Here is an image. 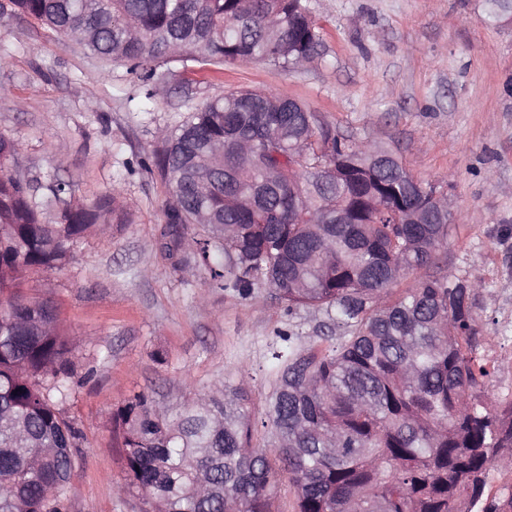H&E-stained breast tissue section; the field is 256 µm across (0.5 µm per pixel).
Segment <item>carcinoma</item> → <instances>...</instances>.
<instances>
[{
  "mask_svg": "<svg viewBox=\"0 0 512 512\" xmlns=\"http://www.w3.org/2000/svg\"><path fill=\"white\" fill-rule=\"evenodd\" d=\"M512 16V0H484ZM88 57L130 64L142 97L162 95L159 67L181 58L219 68L287 69L323 55L306 0H0ZM20 145L0 135V512H65L82 439L64 415L80 345L49 299L23 292L60 269L79 242L124 224L116 189L85 203L71 184L43 222L37 186L11 172ZM271 90L227 91L158 131L145 168L169 190L162 247L209 287L264 288L285 310L324 316L309 344L271 345L270 392L256 416L244 383L195 389L173 413L142 392L112 413L120 493L144 512H275L286 475L294 512H504L512 487V393L486 396L479 353L482 284L443 267L450 224L433 185ZM195 249L182 250L187 231ZM413 284L399 295L393 285ZM262 435L264 447L254 444Z\"/></svg>",
  "mask_w": 512,
  "mask_h": 512,
  "instance_id": "cac0c4a2",
  "label": "carcinoma"
}]
</instances>
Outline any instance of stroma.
<instances>
[{"instance_id":"stroma-1","label":"stroma","mask_w":512,"mask_h":512,"mask_svg":"<svg viewBox=\"0 0 512 512\" xmlns=\"http://www.w3.org/2000/svg\"><path fill=\"white\" fill-rule=\"evenodd\" d=\"M325 54L305 68L257 63L221 70L162 66L172 89L151 110L126 66H104L20 17L0 19V134L19 142V170L42 184L47 223L61 206L44 186L73 183L91 201L120 188L130 221L87 235L63 269L28 276V297L52 299L80 343L65 413L84 438L67 512H141L120 495L124 463L112 413L137 392L179 409L190 386L250 371L252 408L270 391L266 342L312 335L320 313H288L265 290H214L204 271H178L161 249L168 190L145 169L156 127L175 126L227 90L266 88L297 99L339 134L390 149L421 180L447 181L463 213L448 268L482 282V352L489 395L512 390V17L488 22L482 0H308Z\"/></svg>"}]
</instances>
